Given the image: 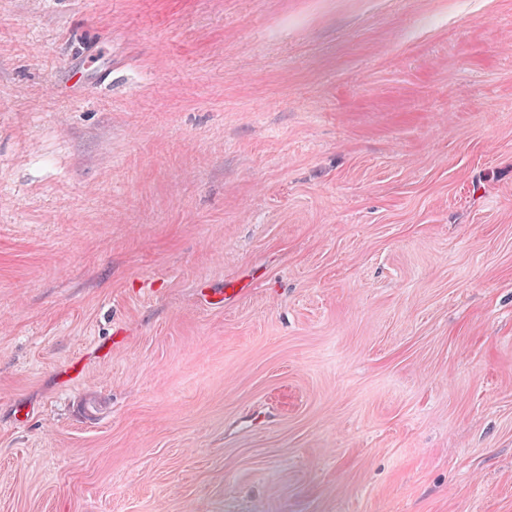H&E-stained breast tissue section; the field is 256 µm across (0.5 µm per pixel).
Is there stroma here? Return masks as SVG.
I'll use <instances>...</instances> for the list:
<instances>
[{"mask_svg": "<svg viewBox=\"0 0 512 512\" xmlns=\"http://www.w3.org/2000/svg\"><path fill=\"white\" fill-rule=\"evenodd\" d=\"M0 512H512V0H0Z\"/></svg>", "mask_w": 512, "mask_h": 512, "instance_id": "stroma-1", "label": "stroma"}]
</instances>
